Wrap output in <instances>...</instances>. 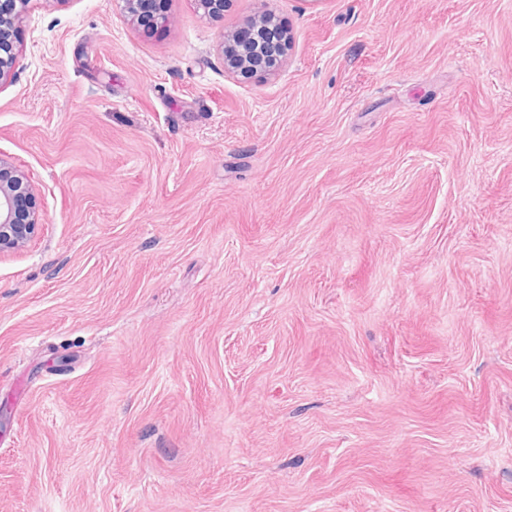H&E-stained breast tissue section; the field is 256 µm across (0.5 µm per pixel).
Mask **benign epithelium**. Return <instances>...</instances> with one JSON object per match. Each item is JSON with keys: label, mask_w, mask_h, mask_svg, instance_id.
I'll return each instance as SVG.
<instances>
[{"label": "benign epithelium", "mask_w": 512, "mask_h": 512, "mask_svg": "<svg viewBox=\"0 0 512 512\" xmlns=\"http://www.w3.org/2000/svg\"><path fill=\"white\" fill-rule=\"evenodd\" d=\"M124 11L136 23L154 30L168 19L169 0H153L151 13L142 15L139 0H119ZM27 0H0V79L9 73L15 61L14 25ZM272 23L271 15L261 11L243 30L224 38V69L232 74L256 75L270 71L267 60L279 58L284 43L271 42L265 29ZM34 193L24 173L0 159V256L25 249L38 235L41 224L33 204Z\"/></svg>", "instance_id": "1"}]
</instances>
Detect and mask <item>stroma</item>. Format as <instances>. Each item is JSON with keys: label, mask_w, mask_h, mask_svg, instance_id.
Wrapping results in <instances>:
<instances>
[{"label": "stroma", "mask_w": 512, "mask_h": 512, "mask_svg": "<svg viewBox=\"0 0 512 512\" xmlns=\"http://www.w3.org/2000/svg\"><path fill=\"white\" fill-rule=\"evenodd\" d=\"M168 16L16 22L0 512H512V0ZM271 19V15L263 10L243 30L224 38L225 71L245 75L266 73L271 70L267 65L269 58L283 57L284 43L270 42L265 34ZM24 173L0 159V256L25 249L42 224Z\"/></svg>", "instance_id": "obj_1"}]
</instances>
